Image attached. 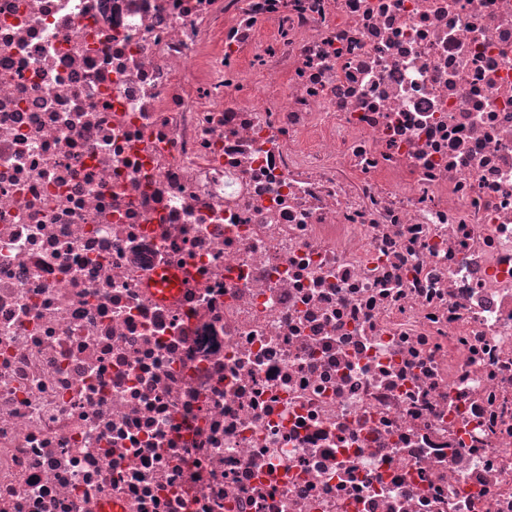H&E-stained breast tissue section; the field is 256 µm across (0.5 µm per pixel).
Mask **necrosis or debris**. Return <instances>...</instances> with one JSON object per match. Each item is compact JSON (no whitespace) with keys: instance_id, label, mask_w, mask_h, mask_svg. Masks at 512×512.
I'll list each match as a JSON object with an SVG mask.
<instances>
[{"instance_id":"obj_1","label":"necrosis or debris","mask_w":512,"mask_h":512,"mask_svg":"<svg viewBox=\"0 0 512 512\" xmlns=\"http://www.w3.org/2000/svg\"><path fill=\"white\" fill-rule=\"evenodd\" d=\"M0 512H512V0H0Z\"/></svg>"}]
</instances>
